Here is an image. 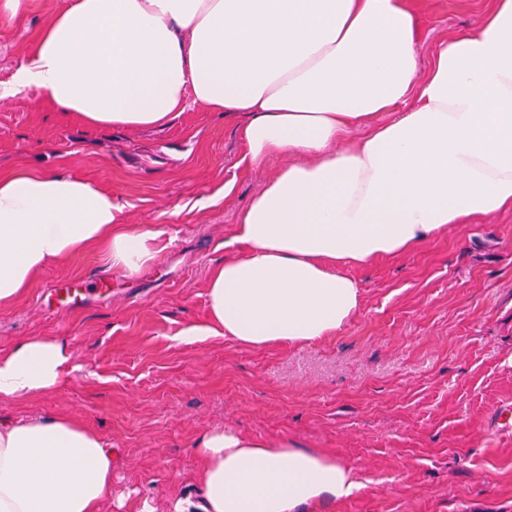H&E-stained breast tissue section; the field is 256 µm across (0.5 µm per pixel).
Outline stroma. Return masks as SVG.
Masks as SVG:
<instances>
[{"instance_id":"1","label":"stroma","mask_w":512,"mask_h":512,"mask_svg":"<svg viewBox=\"0 0 512 512\" xmlns=\"http://www.w3.org/2000/svg\"><path fill=\"white\" fill-rule=\"evenodd\" d=\"M0 24V81L35 48L44 0ZM421 66L472 28L493 0H411ZM223 113L192 105L151 130L87 127L42 91L0 99V175L34 166L89 178L124 224L168 246L128 276L100 254L45 267L0 309V349L55 336L79 369L54 390L0 400L1 418L70 416L111 442L112 489L100 512H171L197 500L195 442L215 428L326 451L357 487L301 512H512V211L455 224L419 250L356 269L362 302L335 335L251 348L186 340L204 324L210 270L265 180L281 166H240ZM106 275L71 306L65 289Z\"/></svg>"}]
</instances>
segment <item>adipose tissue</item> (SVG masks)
<instances>
[{
  "mask_svg": "<svg viewBox=\"0 0 512 512\" xmlns=\"http://www.w3.org/2000/svg\"><path fill=\"white\" fill-rule=\"evenodd\" d=\"M0 98L42 90L90 126L140 130L188 105L236 113L242 163H284L233 227L207 320L186 336L255 348L335 335L361 303L355 269L400 259L467 218L512 209V0L419 67L409 0H67ZM94 181L38 167L0 177V307L49 263L87 251L138 273L158 231L120 223ZM64 341L0 352V399L57 388ZM194 450L199 501L174 512H297L353 492L335 456L221 428ZM113 452L73 417L0 423V512H99Z\"/></svg>",
  "mask_w": 512,
  "mask_h": 512,
  "instance_id": "1",
  "label": "adipose tissue"
}]
</instances>
